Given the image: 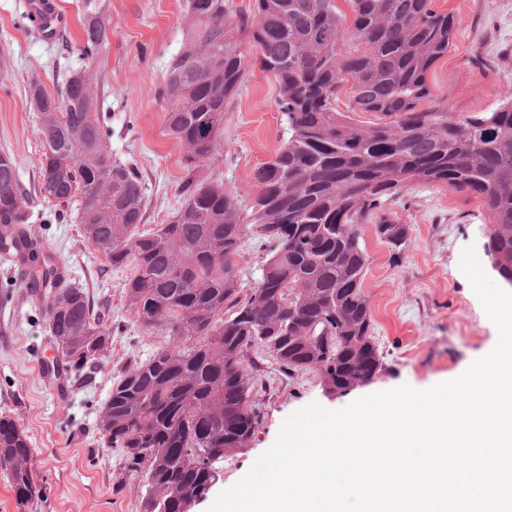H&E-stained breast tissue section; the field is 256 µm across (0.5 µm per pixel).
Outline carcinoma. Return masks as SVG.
I'll list each match as a JSON object with an SVG mask.
<instances>
[{"instance_id":"cac0c4a2","label":"carcinoma","mask_w":512,"mask_h":512,"mask_svg":"<svg viewBox=\"0 0 512 512\" xmlns=\"http://www.w3.org/2000/svg\"><path fill=\"white\" fill-rule=\"evenodd\" d=\"M83 6L78 51L87 65L60 72L52 94L30 81L45 147L40 191L61 206L77 202L85 237L111 265H134L129 309L170 337L124 369L99 426L124 470L140 477L142 512H184L262 422L245 368L251 348L289 374L324 371L338 388L378 371L357 225L382 199L414 183L475 194L490 214L486 252L512 282V101L448 118L428 76L457 19L433 0H352L349 25L335 0H254L250 12L233 0H187L185 41L159 90L168 130L187 148L183 201L172 221L144 231L142 175L107 149L89 70L112 20L100 0ZM232 17L253 27L254 61L275 79L288 127V141L256 170L247 208L224 184L197 177L199 163L223 149L224 111L244 82L246 55L224 38ZM348 82L350 111L380 123L364 128L336 110ZM28 221L16 159L1 151V251L12 247L4 227ZM249 227L267 253L261 282L246 294L239 260ZM30 273L43 287L49 333L63 339L58 364L83 375L108 348V323L48 259L33 258ZM314 334L326 342L313 344ZM30 454L24 429L0 417V469L19 504L36 495Z\"/></svg>"}]
</instances>
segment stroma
Here are the masks:
<instances>
[{
	"label": "stroma",
	"instance_id": "1",
	"mask_svg": "<svg viewBox=\"0 0 512 512\" xmlns=\"http://www.w3.org/2000/svg\"><path fill=\"white\" fill-rule=\"evenodd\" d=\"M27 0H0V151L17 160L20 190L30 199L29 227L70 269L95 311L112 329L107 352L87 380L66 378L68 397L57 400L43 380L55 355L47 316L27 297L8 261L0 258V416L25 430L30 468L43 495L17 504L0 471V512H140L141 481L123 471L118 449L106 447L99 412L126 366L146 361L169 341L146 329L130 311L124 283L132 266L114 267L84 236L75 206L40 195L44 159L29 96L32 77L55 91L57 65L78 67L63 45L83 39L81 0H57L63 41L42 39L25 17ZM112 18L110 42L92 67L104 86L98 112L110 131L113 158L135 166L146 193L144 226L168 223L180 206L185 146L170 135L158 90L182 47L186 0H104ZM436 10L459 24L447 55L431 69L436 99L453 113L496 109L512 99V0H434ZM274 78L248 68L224 114L221 153L202 162L199 175L235 190L249 204L254 173L288 138ZM405 224L408 237L393 250L375 230L380 216ZM490 229L479 199L444 185L415 183L374 209L358 226L368 255L362 289L381 370L368 385L327 394L319 372L286 375L261 348L250 350L247 374L263 421L243 451L225 454L221 478L195 512L236 484L275 442L284 420L311 403L343 408L359 397L407 384L419 390L453 380L492 350L496 326L486 316L460 268L463 247L484 248Z\"/></svg>",
	"mask_w": 512,
	"mask_h": 512
}]
</instances>
